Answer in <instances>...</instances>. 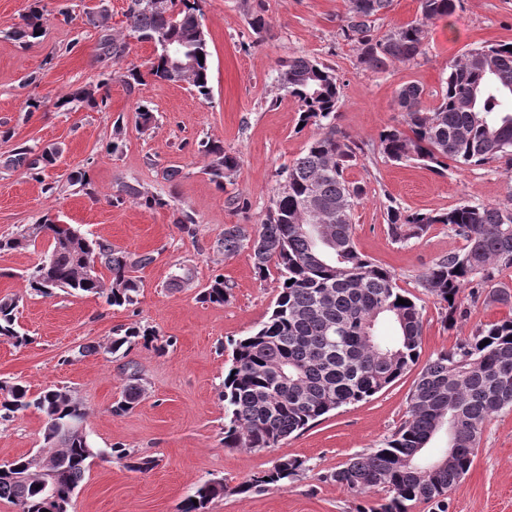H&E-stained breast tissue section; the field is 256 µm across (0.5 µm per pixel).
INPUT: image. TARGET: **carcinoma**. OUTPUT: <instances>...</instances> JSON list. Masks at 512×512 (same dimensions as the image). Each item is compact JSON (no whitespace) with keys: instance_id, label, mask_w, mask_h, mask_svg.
<instances>
[{"instance_id":"cac0c4a2","label":"carcinoma","mask_w":512,"mask_h":512,"mask_svg":"<svg viewBox=\"0 0 512 512\" xmlns=\"http://www.w3.org/2000/svg\"><path fill=\"white\" fill-rule=\"evenodd\" d=\"M201 0H167L163 11L148 9L131 0L127 29L144 42L174 40L184 43L194 61L188 85L208 97V43L194 37L202 16ZM392 0H348L341 17L340 36L357 50L358 64L374 73L392 64H407L425 54L430 25L451 16L459 0H419L414 20L384 32L379 16ZM42 15L31 9L19 39L37 38ZM509 44L472 48L448 62V74L436 101L423 104L424 89L409 83L397 92L407 129L387 127L378 138V150L393 162H415L444 173L448 162L481 166L503 160L512 168V110L502 101L512 99V50ZM129 43L117 36L100 42V55L114 62L128 51ZM204 60H199V57ZM147 73L161 82H176L166 59L156 55ZM281 90L298 105L300 121L324 132L284 171L271 206L253 232L240 224L224 225L219 239L227 256L247 245L255 275L264 280L271 268L279 272L278 295L268 320L251 334L233 341L231 365L224 376V447L263 451L276 448L339 408L368 400L417 365L423 329L422 308L416 298L398 287L392 272L362 254L355 243L353 210L363 188L346 178V171L365 153L364 145L334 124L340 102V85L334 69L316 59L290 55L277 75ZM85 102L99 109L106 99L88 89L60 100L61 105ZM208 158L207 171L219 186L232 178L238 157L214 141L200 143ZM54 156L38 154L22 145L0 164L5 170L26 168L39 179ZM132 200L149 209L168 206V201L145 194L134 184L119 186L112 203ZM441 224L464 241L420 275L423 287L446 310L453 325L461 306L463 289L504 307H512V290L494 282V270L512 266V190L506 204L464 202L443 212H408L387 207L388 234L396 243H407ZM66 229L49 219L0 239V251L27 247L40 236L50 244L44 259L28 276L30 288L50 297L56 291L83 292L105 298L110 306L133 305L140 291L135 272L151 265L152 253L131 254L112 244L85 240L70 248H57ZM101 264L109 281L88 273V264ZM203 300L222 304L230 287L215 276L202 294ZM407 304L397 303V299ZM17 300L0 299V338L22 346L28 337L15 327ZM394 324L390 341L378 334L380 320ZM489 344L480 346L484 340ZM141 345L157 354L170 341L161 342L153 330L129 327L106 347L85 345L77 355L100 350L115 355ZM144 389L137 375H130L122 396L110 412L122 416L140 402ZM34 408L56 421L43 432V450L51 455L57 472V497L70 501L94 459L107 454L131 472L145 474L155 460L124 448L105 452L93 446L87 435L71 431L73 419L87 412L70 390L47 389L38 395L20 383L0 381V418H16ZM512 412V318L476 328L451 351H442L422 367L409 394L405 421L377 448L350 458L329 478L346 487L359 500L356 512H412L416 504L448 512V492L469 473L477 455L484 425L493 417ZM441 432L447 433L454 452L440 465L426 455V448ZM308 470L306 460L282 457L234 487L209 481L196 484L177 512H201L224 494L242 495L257 488L283 487ZM23 475L19 483L14 476ZM0 500L17 512H44L38 464L31 456L13 460L0 471Z\"/></svg>"}]
</instances>
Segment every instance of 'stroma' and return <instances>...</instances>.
<instances>
[{
	"label": "stroma",
	"instance_id": "stroma-1",
	"mask_svg": "<svg viewBox=\"0 0 512 512\" xmlns=\"http://www.w3.org/2000/svg\"><path fill=\"white\" fill-rule=\"evenodd\" d=\"M100 1L0 0V131L13 132L12 138H0V163L24 143L62 149L39 181L26 169L0 167V237L49 217L126 252L154 253L156 260L139 273L136 303L112 307L93 294L33 293L27 274L46 250L45 240L0 251V298H17L16 322L30 339L21 347L0 339V381H23L34 394L69 388L88 411L86 431L95 447L127 448L156 459L145 474L114 459H96L75 491L70 512H177L195 484L219 480L233 487L283 456L305 459L306 474L284 488L216 498L210 512H351L352 494L329 475L400 426L418 372L410 370L369 400L332 412L274 450L225 448L221 393L230 342L267 321L278 290L276 276L256 277L248 248L228 257L218 240L225 225L260 224L281 172L318 133L314 125L299 127L298 103L277 83L280 60L304 55L334 69L341 86L336 126L366 145L347 172L364 188L354 210L356 246L391 270L398 286L421 306L422 358L451 349L477 325L512 315L466 289L456 324L448 326L419 276L461 249L462 240L441 225L405 244L386 232V208L393 202L408 211H443L464 201L506 202L512 176L505 164L452 163L437 174L390 162L377 148L379 132L403 120L396 102L403 84L422 86L425 103L433 104L450 59L475 47L512 42V0H461L453 15L431 26L425 55L383 73L363 70L356 50L340 37L346 0H203L210 52L206 99L189 85L149 76L127 88L123 73L145 69L153 46L132 37L122 61L100 58L102 35L125 34L130 0H104L110 18L102 29L87 22ZM33 7L42 15L41 37L15 40L14 31ZM63 7L68 15H60ZM251 11L266 20L261 32L248 24ZM79 87L106 97V109L60 106V98ZM33 99L41 103L35 111L28 108ZM142 104L154 116L147 125L138 114ZM116 135L122 138L118 151L106 152ZM207 140L240 159L231 183L221 188L198 152ZM169 167L180 169L176 181L164 180ZM78 169L87 171L88 185L68 184V174ZM48 183L57 185V193H45ZM123 183L163 197L167 207L113 205ZM183 211L196 221L195 237L175 223ZM185 269L192 274L187 281L180 277ZM219 274L231 286V298L222 304L202 301V291ZM132 326L170 340L168 351L158 355L138 346L125 356H77L79 346L107 344ZM132 365L145 393L132 412L117 417L110 407L128 384ZM43 426L34 409L1 422L0 462L39 450ZM448 512H512V413L485 424L469 474L448 494Z\"/></svg>",
	"mask_w": 512,
	"mask_h": 512
}]
</instances>
